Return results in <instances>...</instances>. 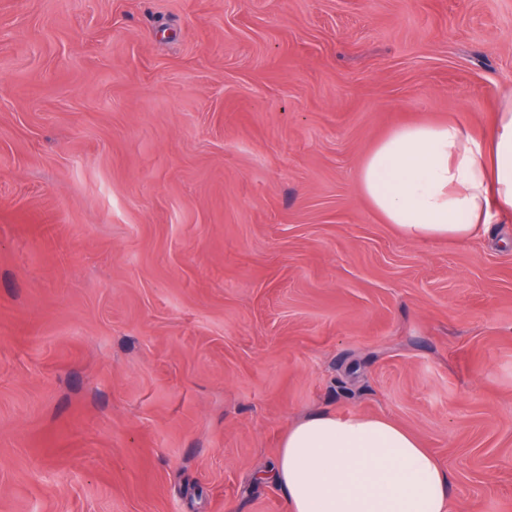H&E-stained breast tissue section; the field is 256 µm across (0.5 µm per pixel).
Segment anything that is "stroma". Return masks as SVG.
Segmentation results:
<instances>
[{
	"mask_svg": "<svg viewBox=\"0 0 512 512\" xmlns=\"http://www.w3.org/2000/svg\"><path fill=\"white\" fill-rule=\"evenodd\" d=\"M509 92L512 0H0V512H288L319 412L512 512V218L412 240L358 181Z\"/></svg>",
	"mask_w": 512,
	"mask_h": 512,
	"instance_id": "stroma-1",
	"label": "stroma"
}]
</instances>
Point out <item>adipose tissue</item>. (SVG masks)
I'll use <instances>...</instances> for the list:
<instances>
[{
	"mask_svg": "<svg viewBox=\"0 0 512 512\" xmlns=\"http://www.w3.org/2000/svg\"><path fill=\"white\" fill-rule=\"evenodd\" d=\"M362 194L406 236L466 242L512 217V94L490 132L456 121L403 125L359 169ZM270 475L289 512H448V473L382 416L322 412L294 423Z\"/></svg>",
	"mask_w": 512,
	"mask_h": 512,
	"instance_id": "1",
	"label": "adipose tissue"
}]
</instances>
